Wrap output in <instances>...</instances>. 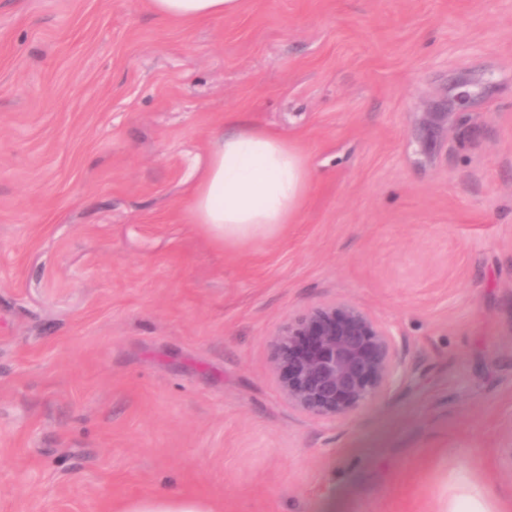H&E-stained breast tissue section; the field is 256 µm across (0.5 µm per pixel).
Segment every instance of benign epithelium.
<instances>
[{
  "label": "benign epithelium",
  "instance_id": "1",
  "mask_svg": "<svg viewBox=\"0 0 512 512\" xmlns=\"http://www.w3.org/2000/svg\"><path fill=\"white\" fill-rule=\"evenodd\" d=\"M448 116L427 113L424 139ZM403 365L391 328L345 299L301 312L279 331L273 347V371L288 404L327 420H346L386 396Z\"/></svg>",
  "mask_w": 512,
  "mask_h": 512
}]
</instances>
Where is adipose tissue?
<instances>
[{"mask_svg":"<svg viewBox=\"0 0 512 512\" xmlns=\"http://www.w3.org/2000/svg\"><path fill=\"white\" fill-rule=\"evenodd\" d=\"M242 0H151L167 20L195 23L236 14ZM305 157L278 134L258 128L216 133L207 162L190 192V223L228 246L269 239L294 223L310 187ZM448 512H500L496 489L475 486L457 472Z\"/></svg>","mask_w":512,"mask_h":512,"instance_id":"adipose-tissue-1","label":"adipose tissue"}]
</instances>
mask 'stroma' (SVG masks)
Wrapping results in <instances>:
<instances>
[{"label":"stroma","mask_w":512,"mask_h":512,"mask_svg":"<svg viewBox=\"0 0 512 512\" xmlns=\"http://www.w3.org/2000/svg\"><path fill=\"white\" fill-rule=\"evenodd\" d=\"M241 125L313 179L224 248L190 190ZM340 298L405 372L334 421L272 343ZM455 465L512 498V0H0V512H442ZM242 0H151L153 11L167 20L195 23L236 14ZM118 512H213L209 505L186 496H150L127 503Z\"/></svg>","instance_id":"obj_1"}]
</instances>
